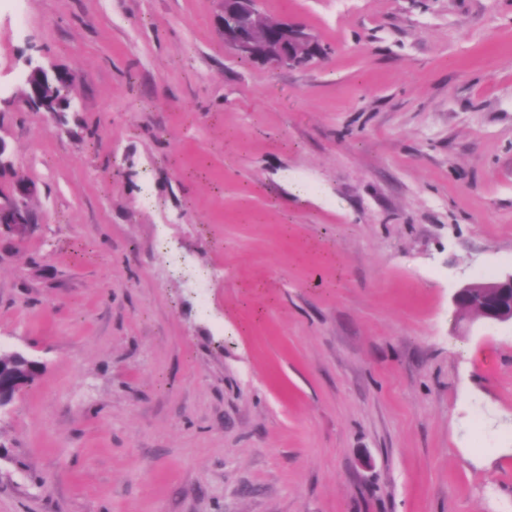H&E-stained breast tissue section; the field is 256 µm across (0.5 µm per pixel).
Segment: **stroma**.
<instances>
[{"label":"stroma","instance_id":"stroma-1","mask_svg":"<svg viewBox=\"0 0 512 512\" xmlns=\"http://www.w3.org/2000/svg\"><path fill=\"white\" fill-rule=\"evenodd\" d=\"M0 0V512H512V0ZM23 35H16L18 18ZM75 75L24 104L22 61ZM224 44L272 68L300 66L324 50L300 25L265 16L258 0H222ZM35 193V184L19 179L9 198L0 201V227L5 226L18 236L25 235L33 224L26 200ZM456 307L485 324L512 326V270L488 281H469L455 293ZM22 356L24 365L17 367L12 359ZM42 372V363L22 350H0V410L13 402L17 394L31 386Z\"/></svg>","mask_w":512,"mask_h":512}]
</instances>
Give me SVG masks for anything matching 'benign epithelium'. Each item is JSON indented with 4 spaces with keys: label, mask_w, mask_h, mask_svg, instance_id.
Returning <instances> with one entry per match:
<instances>
[{
    "label": "benign epithelium",
    "mask_w": 512,
    "mask_h": 512,
    "mask_svg": "<svg viewBox=\"0 0 512 512\" xmlns=\"http://www.w3.org/2000/svg\"><path fill=\"white\" fill-rule=\"evenodd\" d=\"M224 44L238 56L272 68L300 66L324 55L318 41L300 25L265 16L258 0H222ZM27 101L46 112H64L72 99L57 95L60 84L72 83L67 72H49L29 57L22 74ZM36 193L35 184L20 179L6 200L0 201V227L23 236L33 224L26 200ZM453 302L488 325L512 324V271L488 281H469L455 293ZM42 372V363L22 350L0 351V410L31 386Z\"/></svg>",
    "instance_id": "benign-epithelium-1"
}]
</instances>
